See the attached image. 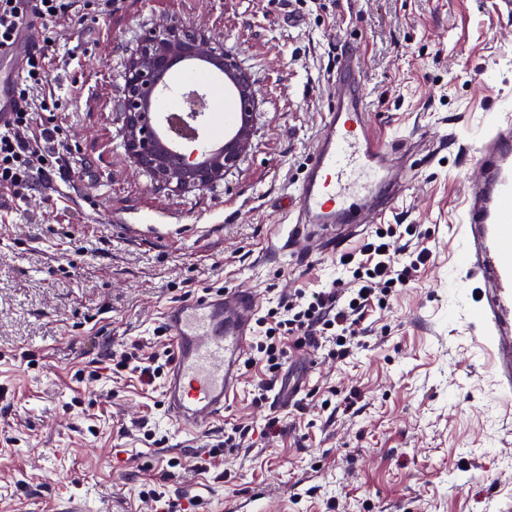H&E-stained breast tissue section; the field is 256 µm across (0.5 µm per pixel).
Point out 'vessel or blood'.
<instances>
[{
    "instance_id": "1",
    "label": "vessel or blood",
    "mask_w": 512,
    "mask_h": 512,
    "mask_svg": "<svg viewBox=\"0 0 512 512\" xmlns=\"http://www.w3.org/2000/svg\"><path fill=\"white\" fill-rule=\"evenodd\" d=\"M30 31L23 26L12 45L0 48V125L19 105L14 86ZM332 94L335 104L322 119L303 177L284 201L296 216L288 247L329 224H369L371 211L390 208L397 191L391 161L404 139L382 140L371 132L352 70L338 75ZM474 151L477 172L465 187V222L458 230L461 273L468 314L479 330L475 341L487 352L498 385L511 390L512 114L499 115ZM256 311L254 295L236 288L192 295L163 310L172 348L163 406L180 431L197 435L223 419L249 356Z\"/></svg>"
}]
</instances>
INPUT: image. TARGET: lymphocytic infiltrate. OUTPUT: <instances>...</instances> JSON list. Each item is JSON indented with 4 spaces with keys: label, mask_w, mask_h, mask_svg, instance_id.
<instances>
[{
    "label": "lymphocytic infiltrate",
    "mask_w": 512,
    "mask_h": 512,
    "mask_svg": "<svg viewBox=\"0 0 512 512\" xmlns=\"http://www.w3.org/2000/svg\"><path fill=\"white\" fill-rule=\"evenodd\" d=\"M115 0H0V46L13 43L29 18L39 20L47 32V44L58 37L56 23L64 17L83 19L86 12L110 13ZM45 50L37 48L25 58L16 94L23 106L12 122L0 126V186L22 194L31 188L33 173L56 172L68 176L60 152V130L41 92L48 82L43 61ZM416 225L386 224L362 242L355 251L336 260L340 277L316 291L295 289L287 301L268 308L253 328V350L268 373V381L256 388L257 400H265L271 381L282 368L288 351H303L329 345L336 358H347L359 345L362 319L369 308L383 304L399 289L408 287L431 255L422 245H411ZM168 360L142 357L137 345L112 355L115 372H136L156 382L168 369Z\"/></svg>",
    "instance_id": "obj_1"
}]
</instances>
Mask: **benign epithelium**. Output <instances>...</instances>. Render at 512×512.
<instances>
[{"label":"benign epithelium","mask_w":512,"mask_h":512,"mask_svg":"<svg viewBox=\"0 0 512 512\" xmlns=\"http://www.w3.org/2000/svg\"><path fill=\"white\" fill-rule=\"evenodd\" d=\"M182 57L206 60L234 73L238 87V108L246 115L255 105L251 77L225 59L219 36L185 20L162 26L142 41L140 53L127 67L123 86L117 94L129 154L152 173L155 181L173 192L204 190L233 166L250 138L249 126L235 132L221 150L204 148L201 125H189L166 107L165 95L158 93L163 76ZM188 116L197 119L211 111L208 99L197 91L185 93Z\"/></svg>","instance_id":"obj_1"}]
</instances>
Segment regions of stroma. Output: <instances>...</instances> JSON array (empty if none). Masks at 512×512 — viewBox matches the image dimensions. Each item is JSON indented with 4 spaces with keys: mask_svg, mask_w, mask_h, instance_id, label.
<instances>
[{
    "mask_svg": "<svg viewBox=\"0 0 512 512\" xmlns=\"http://www.w3.org/2000/svg\"><path fill=\"white\" fill-rule=\"evenodd\" d=\"M192 19L255 82L250 140L208 189L174 193L125 150L116 90L150 30ZM45 59L68 179L34 173L28 198L0 187V512H146L143 484L200 512H512L507 406L455 282L471 151L512 101V14L501 0H119L56 24ZM357 62L380 134L409 138L405 190L387 224L419 225L432 253L364 322L343 360L288 358L293 406L256 405L242 374L222 421L195 438L165 417L161 383L112 377V353H163L164 308L194 293L251 290L259 311L337 278L336 254L282 253L275 231L302 177L339 65ZM96 382H88L89 372ZM335 389L334 407L320 403ZM358 395L352 403L344 397ZM281 431L267 436L266 424ZM155 441H147L139 422ZM239 423L253 445L226 477L172 466Z\"/></svg>",
    "mask_w": 512,
    "mask_h": 512,
    "instance_id": "35a3bbf8",
    "label": "stroma"
}]
</instances>
